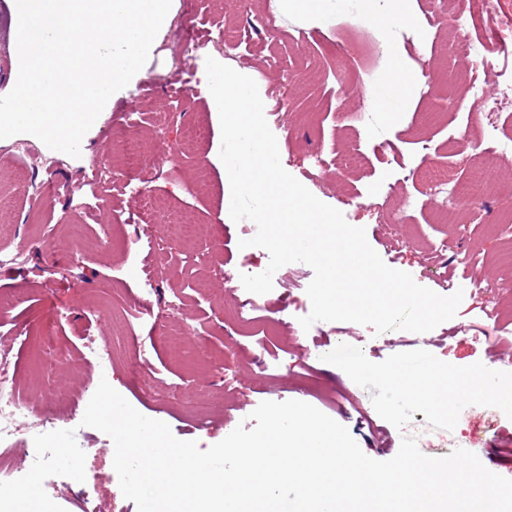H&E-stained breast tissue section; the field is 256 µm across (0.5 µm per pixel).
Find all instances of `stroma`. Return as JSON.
<instances>
[{"instance_id": "35a3bbf8", "label": "stroma", "mask_w": 512, "mask_h": 512, "mask_svg": "<svg viewBox=\"0 0 512 512\" xmlns=\"http://www.w3.org/2000/svg\"><path fill=\"white\" fill-rule=\"evenodd\" d=\"M270 2L172 0L169 22L146 64L108 100L82 140L80 157L52 150L30 134L0 139V202L7 207L0 250L18 256L14 265L0 268V293L24 296L19 303H0V345L21 347L14 374L23 406L51 414L49 436L59 450H66L70 432L80 431L85 467L96 476L95 485L78 489L67 474L33 469L31 449L18 443L10 457L21 484L18 510L76 512L82 498L97 512H137L120 489L112 439L81 424L104 379L137 411L203 450L261 402L298 400L344 425L367 456L381 461L382 445L399 449L401 432L376 413L368 390L338 367L309 359L311 349L366 346L373 362L424 349L458 366L479 361L503 367L498 356L512 340V263L504 258L512 249V154L457 156L448 141L463 132L482 141L484 119L468 79L485 73L494 85L501 73L511 72L512 35L487 46L485 56L497 62L487 72L482 58L440 59L442 48L460 38L484 40L482 24L468 18L462 0H409L411 21L391 26L368 20L367 0H353L350 9L323 20L297 6L270 12ZM194 11L202 24L193 38H179ZM436 13L449 16L450 24L433 22ZM17 23L13 0H0V96L18 75ZM216 24L242 30L245 43L231 49L210 41ZM209 56L254 79L284 169L349 224L365 228L370 246L389 267L449 295L467 274L457 256L470 249L478 255L474 273L486 275V286L465 289L456 316L425 334L377 335L351 322H318L306 331L299 319L311 310L306 289L313 271L290 263L283 280L266 293L262 311L281 321L279 335L268 339L257 326L234 328L224 307L235 296L223 281L209 278L207 266L215 259L229 268L264 266L269 254L238 246L243 226L224 205L220 121L206 95L176 101L180 85L201 82ZM339 70L347 85L363 89L362 97L339 98ZM379 94L388 107L376 102ZM357 112L369 113V120L355 122ZM134 124L143 141L175 149L176 155L161 167L145 155L139 179L129 181L118 166L116 145ZM21 142L54 169L55 194L39 195L32 186L34 173L17 155ZM477 166L495 174L485 214L466 211L453 223H439L435 212L444 198L430 173L448 171L461 185ZM95 169L106 172L99 200L80 205L85 179ZM176 219L196 225L195 241L172 242ZM74 232L81 251L51 255V242ZM110 232L116 235L112 249L100 250L97 239ZM146 235L168 240L162 262L127 249V241ZM139 262L155 293L146 312L131 316L125 304L141 285L125 271ZM48 318L56 321L57 348L22 347L21 339L37 335ZM169 318L189 332L187 347L177 353L165 339ZM497 324L502 340L482 339L483 329ZM103 341L115 349L107 363L93 352ZM134 362L139 371H131ZM409 432L425 455L463 448L483 460L512 433V419L497 408L470 405L453 431L431 428L417 412Z\"/></svg>"}]
</instances>
